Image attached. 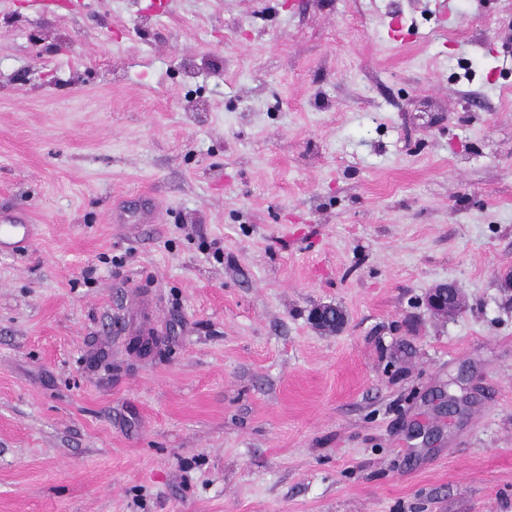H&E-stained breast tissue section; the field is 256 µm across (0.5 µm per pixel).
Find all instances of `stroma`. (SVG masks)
I'll return each mask as SVG.
<instances>
[{
    "label": "stroma",
    "instance_id": "35a3bbf8",
    "mask_svg": "<svg viewBox=\"0 0 512 512\" xmlns=\"http://www.w3.org/2000/svg\"><path fill=\"white\" fill-rule=\"evenodd\" d=\"M433 10L0 0V512H512V0ZM455 294L454 299L452 296ZM458 289L451 283H443L430 289L426 296V303L430 310L448 315L450 309L458 307ZM152 309V302L148 295L138 297L135 305V312L140 311L139 326L133 331V336H153L154 326L151 321V314L155 315ZM310 321L318 329L338 332L346 321L344 312L335 305H318L310 312Z\"/></svg>",
    "mask_w": 512,
    "mask_h": 512
}]
</instances>
